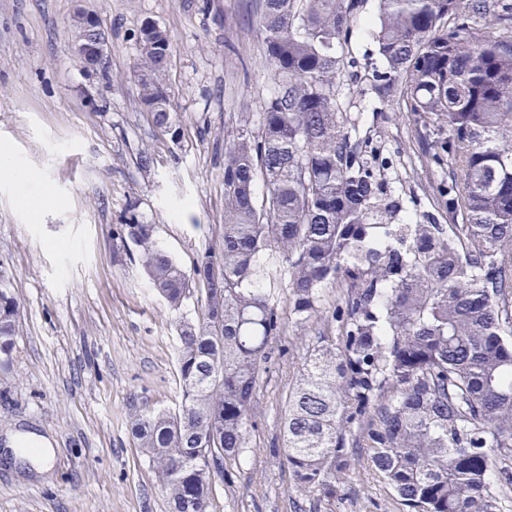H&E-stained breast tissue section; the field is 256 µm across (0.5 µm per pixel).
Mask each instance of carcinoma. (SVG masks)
Returning <instances> with one entry per match:
<instances>
[{"mask_svg": "<svg viewBox=\"0 0 512 512\" xmlns=\"http://www.w3.org/2000/svg\"><path fill=\"white\" fill-rule=\"evenodd\" d=\"M381 67L371 90L399 100L431 159L448 224H394L400 201L350 134L336 104L342 49L361 0H263L265 58L279 77L261 134L233 136L224 157V233L193 274L124 231L175 314L182 401L134 414L171 512H213L215 479L249 444L262 375L284 329L267 280L285 281L289 319L337 336L304 345L282 416L294 488L336 495L350 445L407 512H505L512 486V4L377 0ZM499 28L494 34L492 29ZM171 41L145 22L140 100L174 131L161 80ZM262 179L266 197L254 184ZM345 295L332 313L322 291ZM200 286L198 313H183ZM19 302L0 272V351L18 334Z\"/></svg>", "mask_w": 512, "mask_h": 512, "instance_id": "cac0c4a2", "label": "carcinoma"}]
</instances>
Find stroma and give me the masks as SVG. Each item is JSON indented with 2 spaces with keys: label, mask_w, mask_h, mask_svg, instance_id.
<instances>
[{
  "label": "stroma",
  "mask_w": 512,
  "mask_h": 512,
  "mask_svg": "<svg viewBox=\"0 0 512 512\" xmlns=\"http://www.w3.org/2000/svg\"><path fill=\"white\" fill-rule=\"evenodd\" d=\"M262 0H0V143L54 199L30 220L0 176V271L20 304L19 333L0 354V512H168L167 497L130 431L132 413L181 401L174 316L149 286L122 224L153 227L158 245L192 270L219 248L224 151L236 130L259 134L277 88L264 57ZM109 36L105 65L73 52L77 13ZM377 0H362L336 79L340 109L398 195L399 224L436 210L443 169L422 152L405 106L369 89ZM167 31L163 82L178 134L156 131L140 102L139 33ZM154 162L141 168L142 150ZM321 323H286L257 394L249 448L215 512H405L358 444L341 492H296L271 451L284 401ZM34 431L55 448L40 470L7 456L9 434Z\"/></svg>",
  "instance_id": "stroma-1"
}]
</instances>
